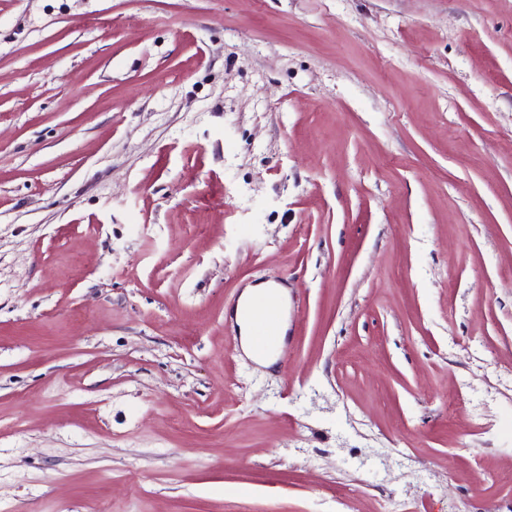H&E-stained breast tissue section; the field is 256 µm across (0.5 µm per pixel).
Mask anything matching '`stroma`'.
I'll return each mask as SVG.
<instances>
[{
    "instance_id": "stroma-1",
    "label": "stroma",
    "mask_w": 512,
    "mask_h": 512,
    "mask_svg": "<svg viewBox=\"0 0 512 512\" xmlns=\"http://www.w3.org/2000/svg\"><path fill=\"white\" fill-rule=\"evenodd\" d=\"M0 512H512V0H0ZM268 289H273L275 291V300L278 306L277 313L274 314L273 319L269 320L266 324L269 326L270 330L276 334V336H274L276 337V345L272 352L263 356L258 355L255 352L254 346L258 350H263L270 344L271 338L265 332L260 331L254 338L253 346V322L250 319L243 318L240 311L237 315V323L239 325L245 353L255 362L263 366H269L275 363L279 358L281 348L284 345L285 335L288 330V317L286 313L288 307V290L274 284H264L255 287L250 286L244 290L240 298L241 306L247 305L258 292H265ZM275 300L268 293H263L258 295L252 302L250 315L259 325H265L260 321V316L263 312L275 305Z\"/></svg>"
}]
</instances>
